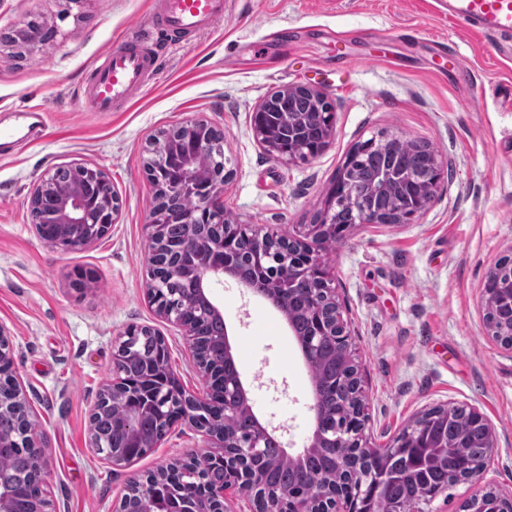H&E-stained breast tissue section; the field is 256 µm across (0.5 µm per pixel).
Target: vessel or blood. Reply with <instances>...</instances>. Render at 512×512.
<instances>
[{
    "label": "vessel or blood",
    "instance_id": "1",
    "mask_svg": "<svg viewBox=\"0 0 512 512\" xmlns=\"http://www.w3.org/2000/svg\"><path fill=\"white\" fill-rule=\"evenodd\" d=\"M165 31L190 35L224 18L225 0H151ZM448 14L467 29L512 37V0H448ZM155 40L139 35L104 50L83 89L94 112H115L143 90L154 70Z\"/></svg>",
    "mask_w": 512,
    "mask_h": 512
}]
</instances>
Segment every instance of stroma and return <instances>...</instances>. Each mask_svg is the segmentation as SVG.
<instances>
[{
    "mask_svg": "<svg viewBox=\"0 0 512 512\" xmlns=\"http://www.w3.org/2000/svg\"><path fill=\"white\" fill-rule=\"evenodd\" d=\"M150 0H0V32L40 18L49 44L0 43V123L13 108L48 114L46 130L0 158V325L12 372L47 450L42 495L53 512H114L132 478L203 454L187 424L131 465L89 443V415L111 379L113 342L128 326L164 337L176 379H205L180 328L146 295L155 190L144 164L161 131L201 120L224 132L235 171L221 201L232 222L278 234L316 223L354 147L401 134L429 143L442 189L414 223L357 226L323 257L336 278L361 365L365 433L384 446L422 412L480 408L498 447L485 482L512 489V351L486 329L480 288L512 253V40L449 20L448 0H227L224 19L166 43L150 88L121 110L83 108L84 81L113 41L146 29ZM306 84L333 106L317 156L274 160L257 141L254 109ZM61 165L103 171L119 199L116 224L77 250L40 240L30 193ZM255 414L286 425L301 450L314 427L309 368L280 314L225 281L216 290Z\"/></svg>",
    "mask_w": 512,
    "mask_h": 512,
    "instance_id": "1",
    "label": "stroma"
}]
</instances>
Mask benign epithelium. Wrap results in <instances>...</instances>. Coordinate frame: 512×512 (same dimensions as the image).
<instances>
[{
  "instance_id": "benign-epithelium-1",
  "label": "benign epithelium",
  "mask_w": 512,
  "mask_h": 512,
  "mask_svg": "<svg viewBox=\"0 0 512 512\" xmlns=\"http://www.w3.org/2000/svg\"><path fill=\"white\" fill-rule=\"evenodd\" d=\"M304 93L318 101L320 112H272L271 105L283 102ZM327 97L305 85L290 86L272 92L253 112L252 128L258 141L274 159L287 163L297 158L314 157L329 143L333 130V113L327 106ZM376 145V139L367 140L352 152L343 166L336 183L329 193L327 206L319 221L304 225V231L297 235L263 233L247 225L231 221L217 225L218 232L212 236L205 249L192 243H184L176 248L167 244L161 233V213L154 209L151 223L145 225L150 248V270L147 295L155 305L157 314L178 325L189 342L192 359L199 372L209 381L219 378L222 373L203 365L201 347L194 329L185 319L173 315L162 297L165 281L170 276L187 273L192 278L194 292L208 304L218 318H224L223 309L213 298V288L224 283V278L234 280L240 286L270 302L289 324L293 316L278 299L277 285L269 281H259L237 266L233 257L239 237H246L254 253V262L260 264L272 249L282 254V261L288 264L291 278L296 281L308 280L313 285L312 295L304 307L311 321L314 335L331 336L337 340L339 360L347 369L348 379H356L361 374L350 347V330L341 313V303L336 294V286L330 271L322 258V245L343 240L352 228L364 224L398 225L410 224L423 215L432 205L441 190V161L437 152H432L430 162L424 171L413 175L402 166L384 169L376 176L377 193L400 196L398 206L392 211H384L368 206L359 198L347 171L359 156ZM205 144H196V152L182 160V181L177 186L180 192L195 190L200 174V164ZM234 176V170L224 168V179L211 185L208 192L197 197L193 209L184 214L190 222L204 223L220 207L219 199L224 185ZM57 203L52 219L45 225L36 227L38 236L46 243L67 249H78L105 237L112 224L116 223L118 205H92L75 188L56 191ZM347 209L356 214L350 224H341L337 212ZM512 262V255L501 258L487 273L480 289V299L485 312L491 311V301L505 288H512V276L502 283V267ZM240 405L252 410L248 393L240 379L226 381ZM124 371L114 368L112 382L105 385L102 392L114 398H124L130 394ZM173 393L179 406L171 415L160 420V429L154 440L147 443L140 435L132 432L126 447L154 448L166 433L178 423H189L207 437L209 454L224 461V468L237 473V478L228 480L221 487H213L201 481L196 486L182 491L190 503V512H226L228 496H244L251 503V512H361V503L367 495V484L373 470L372 464L387 453L405 448L413 439V426L403 428L383 448H375L367 442L365 419L350 426L349 432L339 444L346 449L336 457V484L316 492L273 489L260 494L248 489L245 484V468L258 456L264 441L285 427L269 426L258 417H253L254 433L248 441L237 443L223 428L207 422L202 414L212 410L217 403L209 393L192 394L180 384H175ZM472 423L481 427L485 434V456H492L497 450L495 427L476 406L468 408ZM465 437L448 445L442 444L433 454V462L463 454ZM30 470L37 484L45 482L47 468L46 449L35 444L28 459ZM486 470L485 460L469 464L458 475L457 481L479 485ZM0 512H14V491L6 475L0 472ZM465 512H512V490L505 492L492 487L481 488L467 502Z\"/></svg>"
}]
</instances>
